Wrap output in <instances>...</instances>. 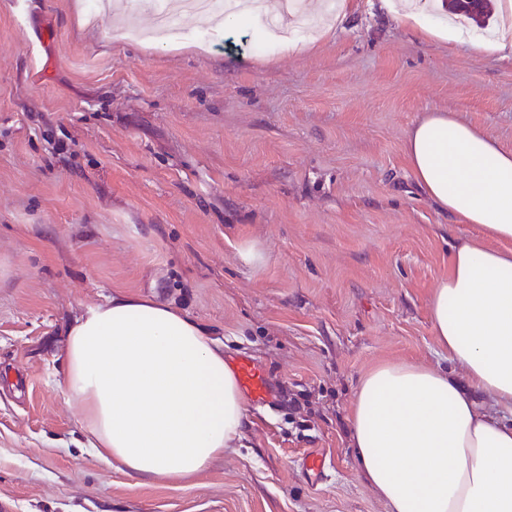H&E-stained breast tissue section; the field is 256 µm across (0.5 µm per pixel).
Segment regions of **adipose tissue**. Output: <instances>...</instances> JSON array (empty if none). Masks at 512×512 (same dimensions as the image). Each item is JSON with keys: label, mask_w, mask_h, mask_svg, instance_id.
Returning a JSON list of instances; mask_svg holds the SVG:
<instances>
[{"label": "adipose tissue", "mask_w": 512, "mask_h": 512, "mask_svg": "<svg viewBox=\"0 0 512 512\" xmlns=\"http://www.w3.org/2000/svg\"><path fill=\"white\" fill-rule=\"evenodd\" d=\"M406 153L419 191L479 231L455 243L429 302L464 377L410 362L362 377L350 413L358 472L388 512H512V151L431 112ZM62 364L89 447L128 476L185 481L242 438L223 343L158 299L116 292L87 306L68 324Z\"/></svg>", "instance_id": "1"}]
</instances>
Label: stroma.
Here are the masks:
<instances>
[{
    "instance_id": "35a3bbf8",
    "label": "stroma",
    "mask_w": 512,
    "mask_h": 512,
    "mask_svg": "<svg viewBox=\"0 0 512 512\" xmlns=\"http://www.w3.org/2000/svg\"><path fill=\"white\" fill-rule=\"evenodd\" d=\"M346 2L301 0L313 29L285 50L195 15L157 39L149 0H0V512H387L356 472V388L384 362L448 368L428 301L476 233L418 191L406 138L450 112L512 150V54L471 44L494 12L445 41ZM116 291L278 393L189 481L108 467L62 388L68 323ZM326 457L319 452H311L302 459V466L313 484H322L326 475Z\"/></svg>"
}]
</instances>
